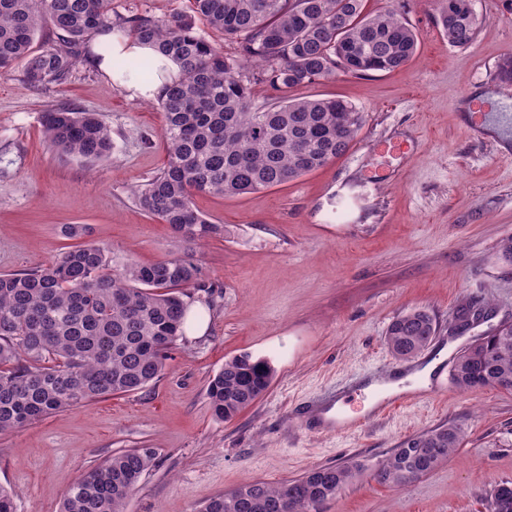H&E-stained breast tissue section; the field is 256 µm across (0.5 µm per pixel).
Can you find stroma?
<instances>
[{"mask_svg":"<svg viewBox=\"0 0 512 512\" xmlns=\"http://www.w3.org/2000/svg\"><path fill=\"white\" fill-rule=\"evenodd\" d=\"M405 12L418 37L401 70L341 76L294 90L339 97L364 116L349 151L288 184L237 196L196 193L194 209L222 225L198 248L201 280L189 308L203 335L180 337L147 387L52 414L0 434V486L16 512H61L69 487L112 454L150 448L153 459L127 512H200L213 497L253 481L298 478L324 465L363 473L318 512H487L494 485L512 483V392L462 391L454 357L484 333L512 323V158L488 132L467 133L463 89L506 94L496 65L512 49V14L476 0L475 41L449 46L436 25L439 0H367L373 12ZM67 104L104 113L112 155L87 165L52 152L42 112ZM156 99L77 64L69 79L38 92L19 74L0 76V274L18 273L88 239L121 260L150 264L186 252L169 225L135 203L134 188L166 161ZM488 319L449 333L470 298ZM426 309L436 334L418 355L394 358L390 322ZM249 354L274 370L270 389L233 420H217L206 388L225 360ZM432 366L438 396L398 407L352 431L309 429L302 400L341 392L360 413L366 385L388 368ZM463 439L445 462L409 486L373 474L393 448L445 424Z\"/></svg>","mask_w":512,"mask_h":512,"instance_id":"1","label":"stroma"}]
</instances>
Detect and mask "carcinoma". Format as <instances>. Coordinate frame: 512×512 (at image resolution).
I'll use <instances>...</instances> for the list:
<instances>
[{"mask_svg":"<svg viewBox=\"0 0 512 512\" xmlns=\"http://www.w3.org/2000/svg\"><path fill=\"white\" fill-rule=\"evenodd\" d=\"M113 0H0V74L21 67L39 88L68 79L95 43L112 56L113 39L128 37L150 56L114 62L117 74L153 78L174 62L179 78L159 90L162 170L135 191L150 216L184 241L224 233L192 207V192L236 196L286 184L344 155L363 113L340 98H283L253 105L250 84L290 91L341 75L392 72L418 47L396 9L371 14L365 0H189L190 12L166 19L125 16ZM437 24L448 44L471 45L478 31L475 0H442ZM238 45L239 59L199 33L197 22ZM42 49H34L43 40ZM259 67L244 81L239 61ZM45 142L62 156L94 164L112 154L104 115L59 105L41 115ZM193 252L151 264L120 261L105 243L87 241L20 273L0 274V432L109 396L138 391L164 371L183 335V289L199 280ZM436 333L433 317L415 309L395 317L386 344L409 359ZM274 370L263 359L232 357L209 381L213 416L230 421L269 389ZM460 390L512 391V324L463 350L450 369ZM462 432L443 425L392 450L375 471L379 483L403 488L447 460ZM153 457L150 448L118 452L81 475L62 512H126ZM360 472L356 463L319 466L276 485L253 482L211 499L201 512H315ZM488 512H512V484L494 486Z\"/></svg>","mask_w":512,"mask_h":512,"instance_id":"1","label":"carcinoma"}]
</instances>
